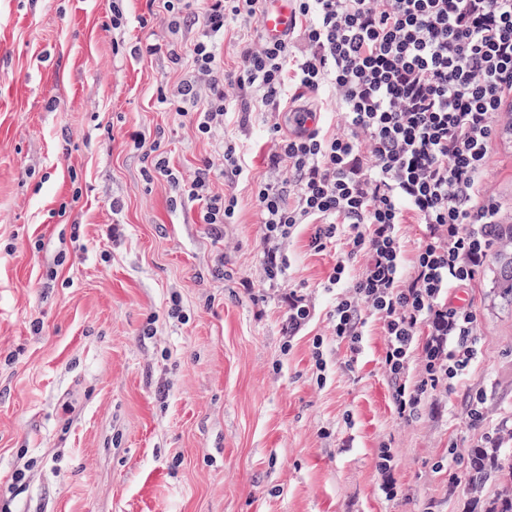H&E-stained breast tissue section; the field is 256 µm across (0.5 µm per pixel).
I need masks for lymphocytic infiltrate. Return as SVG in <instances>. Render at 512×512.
I'll list each match as a JSON object with an SVG mask.
<instances>
[{"instance_id": "obj_1", "label": "lymphocytic infiltrate", "mask_w": 512, "mask_h": 512, "mask_svg": "<svg viewBox=\"0 0 512 512\" xmlns=\"http://www.w3.org/2000/svg\"><path fill=\"white\" fill-rule=\"evenodd\" d=\"M285 2L292 25L273 39L258 25L275 0H166L171 30L191 26L200 35L187 51L172 44V63L190 58L191 74L159 101L202 137L223 133L224 146L186 178L162 156L154 168L199 202L202 223L222 235L237 200L212 185L248 176L249 149L231 126L330 88L334 115L296 112L293 132L272 127L267 165L276 177L254 191L261 279L283 284L282 244L298 225H312L314 251L344 241L322 284L334 300L332 334L356 357L369 322L380 323L391 403L410 421L426 401L451 394L477 356V316L449 295L475 279L500 227L481 188L512 94V0ZM236 27L257 33L228 71L219 42ZM411 217L425 231L409 258L401 228ZM360 258L365 265L352 274Z\"/></svg>"}]
</instances>
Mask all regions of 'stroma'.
Returning a JSON list of instances; mask_svg holds the SVG:
<instances>
[{"mask_svg": "<svg viewBox=\"0 0 512 512\" xmlns=\"http://www.w3.org/2000/svg\"><path fill=\"white\" fill-rule=\"evenodd\" d=\"M0 0V504L10 512H474L467 448L512 423V303L498 239L454 301L477 315L478 355L449 400L410 422L391 409L384 338L371 323L354 366L329 328L321 284L335 248L298 226L283 248L289 285L315 310L285 343V307L254 301L271 128L236 221L215 238L199 207L154 171L139 130L173 171L190 175L220 143L157 101L184 69L166 47L165 0ZM139 43L158 45L141 57ZM512 115L501 114L483 193L512 228ZM118 227L107 240L109 227ZM178 304L179 317L168 315ZM324 340L315 348V337ZM325 370H318L317 358ZM482 395V424L466 416ZM390 448L403 499L385 501L376 471ZM26 468L25 483L13 473Z\"/></svg>", "mask_w": 512, "mask_h": 512, "instance_id": "obj_1", "label": "stroma"}]
</instances>
